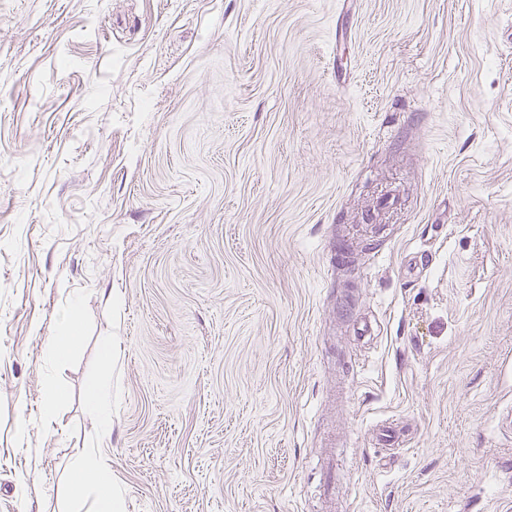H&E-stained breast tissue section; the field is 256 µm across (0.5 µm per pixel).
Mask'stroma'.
I'll return each instance as SVG.
<instances>
[{"label": "stroma", "mask_w": 512, "mask_h": 512, "mask_svg": "<svg viewBox=\"0 0 512 512\" xmlns=\"http://www.w3.org/2000/svg\"><path fill=\"white\" fill-rule=\"evenodd\" d=\"M506 407L512 0H0V512H512ZM79 331L76 322H72L66 336L51 338L46 346V353L49 359L54 361L64 360L72 349L80 342ZM87 405L96 413L101 430L107 434L112 430V393L104 385L93 381L86 396ZM68 492L76 503L93 494L95 512L123 511V498L120 489L108 484L100 476L89 458L81 456L72 460L69 469Z\"/></svg>", "instance_id": "35a3bbf8"}]
</instances>
